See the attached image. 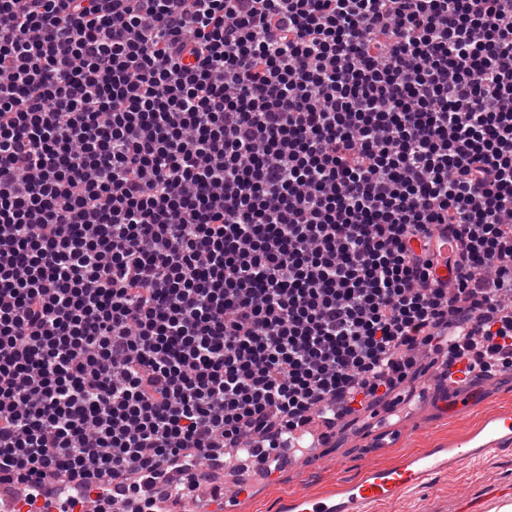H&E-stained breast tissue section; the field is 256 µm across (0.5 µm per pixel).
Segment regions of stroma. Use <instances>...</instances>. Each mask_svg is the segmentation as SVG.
Listing matches in <instances>:
<instances>
[{
  "label": "stroma",
  "instance_id": "stroma-1",
  "mask_svg": "<svg viewBox=\"0 0 512 512\" xmlns=\"http://www.w3.org/2000/svg\"><path fill=\"white\" fill-rule=\"evenodd\" d=\"M414 387L410 399L387 415L388 425L403 433L401 442L390 443L380 453L368 454L365 448L368 428L359 422L346 423L335 446L324 449L320 461L283 470L250 493L249 512H278L286 492L300 488L322 491L337 480L353 479L364 465L385 464L403 451L433 447L461 436L491 412L512 410V382L475 378L457 386L440 387L419 380ZM465 392L475 398L476 410L449 415L453 400ZM506 483L512 484V453H495L439 474L426 487L410 491L394 502L371 506L369 512H456L458 498L466 492L481 503L485 512H501L489 492Z\"/></svg>",
  "mask_w": 512,
  "mask_h": 512
}]
</instances>
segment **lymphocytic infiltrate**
Instances as JSON below:
<instances>
[{
    "label": "lymphocytic infiltrate",
    "instance_id": "lymphocytic-infiltrate-1",
    "mask_svg": "<svg viewBox=\"0 0 512 512\" xmlns=\"http://www.w3.org/2000/svg\"><path fill=\"white\" fill-rule=\"evenodd\" d=\"M422 352L512 377V0H0V487L218 499Z\"/></svg>",
    "mask_w": 512,
    "mask_h": 512
}]
</instances>
